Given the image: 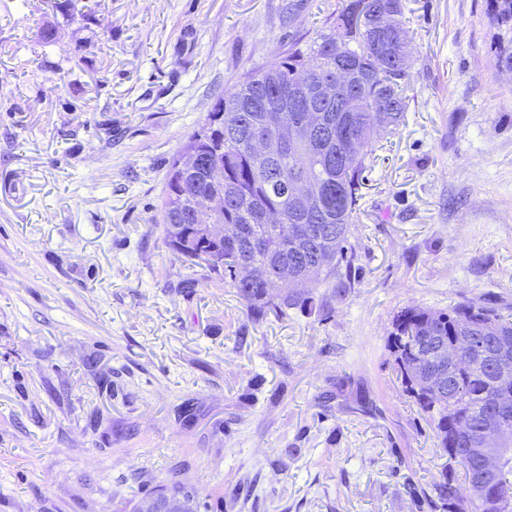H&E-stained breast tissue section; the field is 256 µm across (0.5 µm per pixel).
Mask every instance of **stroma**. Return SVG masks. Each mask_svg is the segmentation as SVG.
<instances>
[{
    "label": "stroma",
    "mask_w": 512,
    "mask_h": 512,
    "mask_svg": "<svg viewBox=\"0 0 512 512\" xmlns=\"http://www.w3.org/2000/svg\"><path fill=\"white\" fill-rule=\"evenodd\" d=\"M0 0V512H435L445 464L386 349L405 307L512 313V74L488 0H405L409 109L346 289L254 317L159 222L218 97L342 0ZM54 25L52 42L39 31ZM158 494H169L171 496L181 497L184 499L187 509L189 511H199L198 509L200 508V504L197 502V498L194 492L187 484L178 481L171 482L170 484H167L162 488L155 490L153 493L144 496L146 497L144 499H142L143 497H141L137 500L130 501L128 504L129 512H136L137 508L138 512H182L177 510L182 507L181 503L168 502L165 506V504L159 498L155 496H150Z\"/></svg>",
    "instance_id": "stroma-1"
}]
</instances>
